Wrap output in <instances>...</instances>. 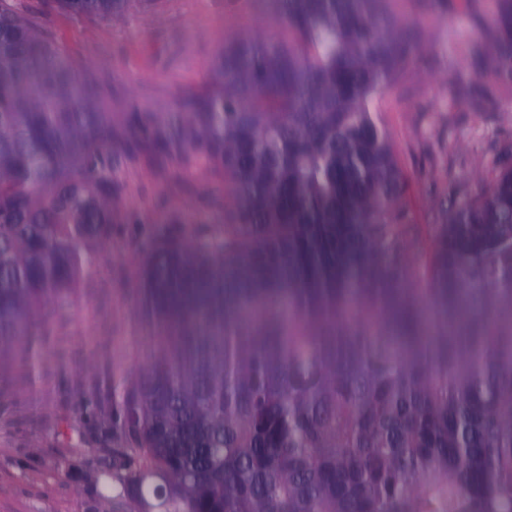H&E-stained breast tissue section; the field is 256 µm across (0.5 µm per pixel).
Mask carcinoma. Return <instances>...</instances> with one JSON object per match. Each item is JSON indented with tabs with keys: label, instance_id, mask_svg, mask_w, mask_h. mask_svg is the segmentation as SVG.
I'll return each instance as SVG.
<instances>
[{
	"label": "carcinoma",
	"instance_id": "cac0c4a2",
	"mask_svg": "<svg viewBox=\"0 0 512 512\" xmlns=\"http://www.w3.org/2000/svg\"><path fill=\"white\" fill-rule=\"evenodd\" d=\"M114 19L127 0H58ZM147 152L224 178V231L157 239L117 467L164 512H512V169L429 227L380 113L418 45L388 0H278ZM486 49L512 81V4ZM122 151L60 47L0 0V344L43 336L112 238Z\"/></svg>",
	"mask_w": 512,
	"mask_h": 512
}]
</instances>
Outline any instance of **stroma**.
I'll list each match as a JSON object with an SVG mask.
<instances>
[{
	"label": "stroma",
	"instance_id": "1",
	"mask_svg": "<svg viewBox=\"0 0 512 512\" xmlns=\"http://www.w3.org/2000/svg\"><path fill=\"white\" fill-rule=\"evenodd\" d=\"M63 50L112 114L124 151L121 219L76 294L49 305L48 333L0 347V512H159L116 468L128 442L112 383L165 348L139 324L137 283L152 242L169 230L193 241L220 234L224 209L205 169L143 155L130 139L135 116L166 119L181 95L202 87L225 45L249 31L275 32L277 0H128L120 19L72 14L55 0H14ZM490 0H394L422 48L382 108L410 181L408 221L443 223L496 174L512 168V83L493 79L474 8Z\"/></svg>",
	"mask_w": 512,
	"mask_h": 512
}]
</instances>
